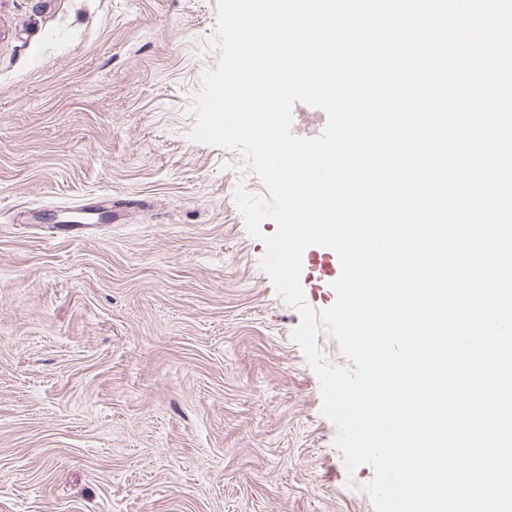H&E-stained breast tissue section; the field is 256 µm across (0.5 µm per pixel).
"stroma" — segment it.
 Segmentation results:
<instances>
[{"mask_svg": "<svg viewBox=\"0 0 512 512\" xmlns=\"http://www.w3.org/2000/svg\"><path fill=\"white\" fill-rule=\"evenodd\" d=\"M215 23L0 0V512H374L236 205L264 187L188 136Z\"/></svg>", "mask_w": 512, "mask_h": 512, "instance_id": "1", "label": "stroma"}]
</instances>
